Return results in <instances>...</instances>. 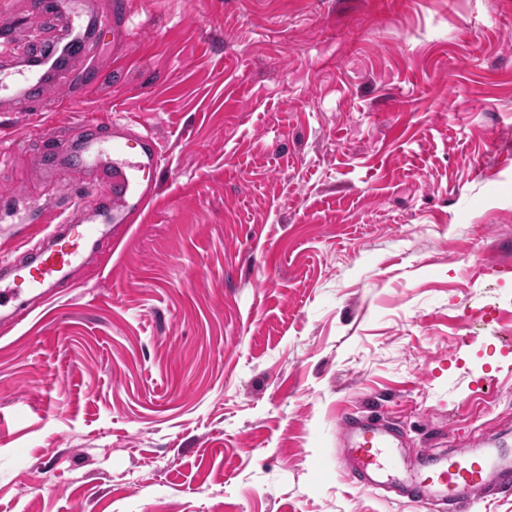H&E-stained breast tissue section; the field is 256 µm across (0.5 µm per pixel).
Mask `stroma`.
Here are the masks:
<instances>
[{"label":"stroma","mask_w":512,"mask_h":512,"mask_svg":"<svg viewBox=\"0 0 512 512\" xmlns=\"http://www.w3.org/2000/svg\"><path fill=\"white\" fill-rule=\"evenodd\" d=\"M88 3L83 66L0 101V256L99 192L43 134L152 133L160 192L0 323V512H419L349 482L336 413L512 431V0Z\"/></svg>","instance_id":"35a3bbf8"}]
</instances>
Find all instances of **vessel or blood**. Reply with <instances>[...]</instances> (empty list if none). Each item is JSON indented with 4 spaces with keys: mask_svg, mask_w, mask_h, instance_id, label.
<instances>
[{
    "mask_svg": "<svg viewBox=\"0 0 512 512\" xmlns=\"http://www.w3.org/2000/svg\"><path fill=\"white\" fill-rule=\"evenodd\" d=\"M92 33L71 21L65 37L29 35L24 43L29 64L14 71L0 68V96L43 91V65L64 44L86 43ZM82 129V134L51 141L46 153L61 160L77 152L81 168L99 176L101 198L93 206L78 205L74 215L43 235L41 248L0 260L1 320L22 322L34 302L51 303L75 287L74 272L102 255L116 225L136 223L158 194L162 150L154 135L127 131L114 121L91 120ZM337 423L352 457L351 477L358 483L405 490L414 502L441 512H471L494 488L512 486V451H504L500 435H491L482 448H452L443 455L424 448L410 459L393 424L347 413L339 414Z\"/></svg>",
    "mask_w": 512,
    "mask_h": 512,
    "instance_id": "obj_1",
    "label": "vessel or blood"
}]
</instances>
